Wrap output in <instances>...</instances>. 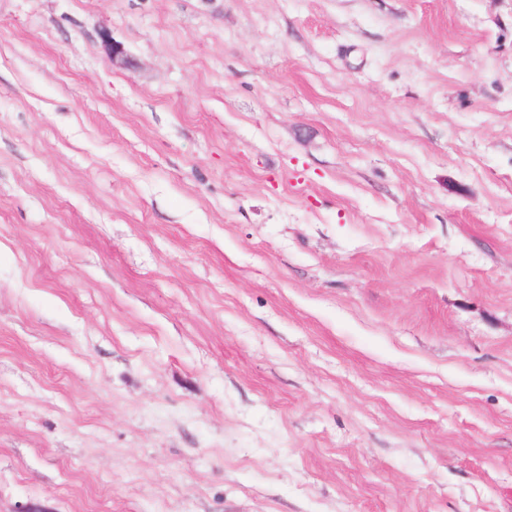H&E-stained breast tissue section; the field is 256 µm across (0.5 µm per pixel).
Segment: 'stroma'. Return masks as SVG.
<instances>
[{"instance_id":"35a3bbf8","label":"stroma","mask_w":512,"mask_h":512,"mask_svg":"<svg viewBox=\"0 0 512 512\" xmlns=\"http://www.w3.org/2000/svg\"><path fill=\"white\" fill-rule=\"evenodd\" d=\"M0 512H512V0H0Z\"/></svg>"}]
</instances>
